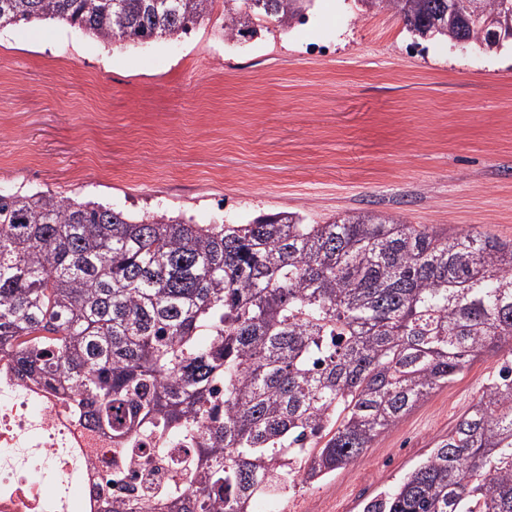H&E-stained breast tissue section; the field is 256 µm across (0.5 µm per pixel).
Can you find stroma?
Instances as JSON below:
<instances>
[{
  "instance_id": "35a3bbf8",
  "label": "stroma",
  "mask_w": 512,
  "mask_h": 512,
  "mask_svg": "<svg viewBox=\"0 0 512 512\" xmlns=\"http://www.w3.org/2000/svg\"><path fill=\"white\" fill-rule=\"evenodd\" d=\"M222 15L105 43L58 20L0 29V191L195 223L356 209L512 242V42L417 40L386 10L312 0L248 41ZM501 358H474L348 467L281 512H363L447 436Z\"/></svg>"
}]
</instances>
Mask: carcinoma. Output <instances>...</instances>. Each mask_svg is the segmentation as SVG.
<instances>
[{
  "instance_id": "cac0c4a2",
  "label": "carcinoma",
  "mask_w": 512,
  "mask_h": 512,
  "mask_svg": "<svg viewBox=\"0 0 512 512\" xmlns=\"http://www.w3.org/2000/svg\"><path fill=\"white\" fill-rule=\"evenodd\" d=\"M215 2L0 0V28L58 19L139 43L186 32ZM303 2L223 0L224 36L289 28ZM361 2L419 39L467 32L440 19L448 0ZM0 351L115 454L189 444L160 512H251L320 482L498 352L448 438L363 512H512V243L494 236L364 210L194 224L0 193Z\"/></svg>"
}]
</instances>
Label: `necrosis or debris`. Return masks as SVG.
<instances>
[{"label":"necrosis or debris","mask_w":512,"mask_h":512,"mask_svg":"<svg viewBox=\"0 0 512 512\" xmlns=\"http://www.w3.org/2000/svg\"><path fill=\"white\" fill-rule=\"evenodd\" d=\"M187 450L146 443L114 460L109 433L0 352V512H111L113 502L155 497Z\"/></svg>","instance_id":"obj_1"}]
</instances>
